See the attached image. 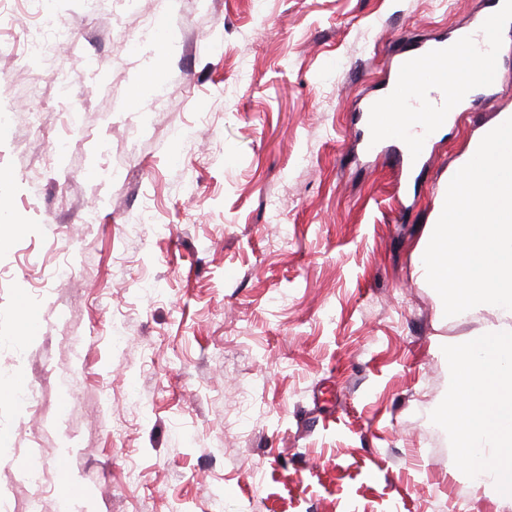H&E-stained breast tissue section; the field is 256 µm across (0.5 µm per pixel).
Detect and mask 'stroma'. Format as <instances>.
Here are the masks:
<instances>
[{
    "label": "stroma",
    "mask_w": 512,
    "mask_h": 512,
    "mask_svg": "<svg viewBox=\"0 0 512 512\" xmlns=\"http://www.w3.org/2000/svg\"><path fill=\"white\" fill-rule=\"evenodd\" d=\"M52 5L72 38L21 69L43 2L0 0V381L36 394L0 398V512H512L429 418L494 316L446 317L419 258L512 53L415 175L352 147L402 44L489 0Z\"/></svg>",
    "instance_id": "1"
}]
</instances>
